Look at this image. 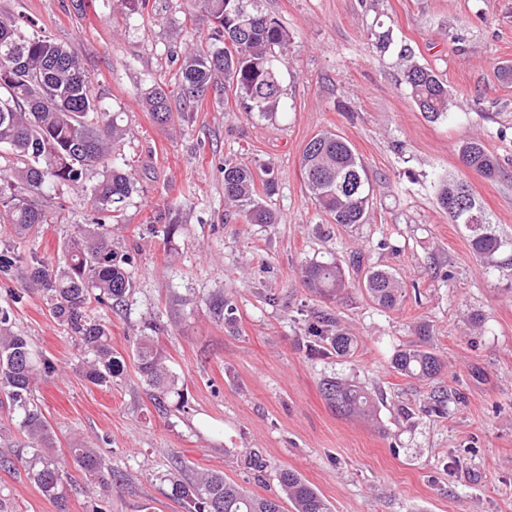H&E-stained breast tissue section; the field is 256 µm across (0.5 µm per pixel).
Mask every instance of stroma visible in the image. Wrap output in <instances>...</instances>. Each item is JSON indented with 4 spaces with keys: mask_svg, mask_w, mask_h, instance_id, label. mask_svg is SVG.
Instances as JSON below:
<instances>
[{
    "mask_svg": "<svg viewBox=\"0 0 512 512\" xmlns=\"http://www.w3.org/2000/svg\"><path fill=\"white\" fill-rule=\"evenodd\" d=\"M295 35L277 64L286 113L263 121L234 99L209 96L184 112L179 63L188 34L207 39L192 0H149L144 15L112 0H0V13L33 17L38 34L68 46L95 93L130 129L120 151L141 192L114 233L133 257L134 288L122 308L91 303L114 353L126 357L110 386L84 379L75 341L24 275L0 278V294L23 292L16 331L62 377L39 379L34 397L52 425L57 457L73 441L96 448L123 482L100 488L69 466L63 512H182L166 475L223 472L250 493L279 491L276 469L298 472L332 512H512V271L471 253L461 226L436 201L438 179L463 180L494 223L512 236V0H263ZM392 31L388 52L370 30ZM434 69L448 86L445 118L429 121L411 100L398 57ZM166 85L185 119L157 124L143 99ZM335 132L367 166L374 186L366 223L335 224L311 201L300 169L308 141ZM482 140L508 170L490 182L463 170L458 150ZM271 164L273 224H246L224 203V163ZM53 218L30 244L53 257L86 223L80 192L47 193ZM168 221H161V214ZM174 236H166L169 221ZM363 261L350 266L354 252ZM346 264L344 298L323 306L301 283L311 261ZM397 273L408 294L380 308L361 283L369 269ZM234 318L225 321V304ZM357 340L351 356L309 355L319 310ZM151 336L178 378L185 403L159 411L131 350ZM422 345L444 363L433 380L397 373L394 354ZM348 380L375 396L372 419L336 414L320 383ZM446 390L445 414L431 412ZM258 455L267 467L247 465ZM0 512H62L24 469L0 471Z\"/></svg>",
    "mask_w": 512,
    "mask_h": 512,
    "instance_id": "1",
    "label": "stroma"
}]
</instances>
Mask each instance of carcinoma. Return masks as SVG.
<instances>
[{
    "mask_svg": "<svg viewBox=\"0 0 512 512\" xmlns=\"http://www.w3.org/2000/svg\"><path fill=\"white\" fill-rule=\"evenodd\" d=\"M195 3L199 20L212 26L213 42H191L183 50L179 79L184 104H197L220 88L261 119L271 120L286 111L275 61L294 44L288 29L264 11L262 0ZM26 26L34 22L0 14V277L10 279L24 270L28 287L43 293L50 313L74 335L85 379L104 386L124 367V359L112 352L109 330L90 319L86 308L93 301L118 308L133 288L132 258L112 244V225L121 223L124 211L140 193L126 161L115 151L129 129L121 113L108 111L93 95L77 56L46 36L26 35ZM399 57L405 63L408 93L420 112L433 122L446 116L447 84L433 69L415 62L408 51H401ZM146 101L161 126L185 117L183 112H172L161 83L150 87ZM459 161L465 170L491 182L504 175L499 159L479 139L460 146ZM93 172L98 179L88 186L86 179ZM301 172L311 198L334 223H364L371 179L346 140L329 131L315 135L302 152ZM277 186L270 167L258 183L251 168L224 163V201L247 224L276 222L265 198L275 194ZM64 188L80 191L91 214L88 223L77 225L59 245L53 260L22 243L48 223V215L33 198ZM464 190L466 186L453 178L440 181L437 204L451 224L459 223L457 197ZM470 204L482 217L477 224L463 225L472 254L483 263L511 267L512 238L499 230L475 199ZM301 274L304 286L327 301L339 299L349 287L334 260L309 262ZM364 288L386 309L399 306L405 297L399 278L386 270L370 271ZM16 300L11 292L0 301V403L8 404L32 454L24 457L22 448L0 451V469L25 465L40 492L66 512L71 477L66 463L51 453L55 434L33 398L38 379L56 373L57 367L38 358L28 338L14 330L10 304ZM325 347L346 356L354 350V339L337 320L323 314L312 328L308 349L316 353ZM132 355L156 405L168 410L167 399L181 397V391L166 357L148 336L139 337ZM392 364L398 373L416 380L433 379L444 368L435 353L418 345L399 350ZM321 392L341 416L373 414L371 397L351 382L327 379ZM70 456L102 488L121 480L87 444L74 443ZM175 470L178 475L167 478L168 496L184 512H286L288 507L291 512H331L326 499L288 468L276 470L281 493L275 497L251 495L221 472L187 476L182 468Z\"/></svg>",
    "mask_w": 512,
    "mask_h": 512,
    "instance_id": "obj_1",
    "label": "carcinoma"
}]
</instances>
